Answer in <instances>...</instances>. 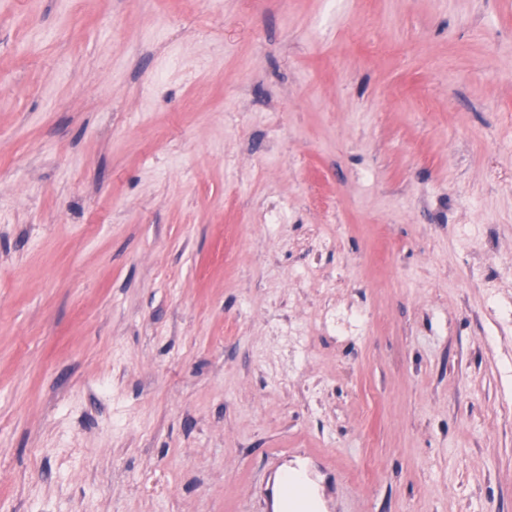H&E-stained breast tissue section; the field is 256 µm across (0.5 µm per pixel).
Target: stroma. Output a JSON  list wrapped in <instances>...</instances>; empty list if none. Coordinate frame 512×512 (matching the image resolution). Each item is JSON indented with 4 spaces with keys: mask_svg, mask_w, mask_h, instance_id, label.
<instances>
[{
    "mask_svg": "<svg viewBox=\"0 0 512 512\" xmlns=\"http://www.w3.org/2000/svg\"><path fill=\"white\" fill-rule=\"evenodd\" d=\"M512 512V0H0V512ZM316 494V486L310 477L274 473L265 484L263 509L267 512H313L310 504Z\"/></svg>",
    "mask_w": 512,
    "mask_h": 512,
    "instance_id": "stroma-1",
    "label": "stroma"
}]
</instances>
